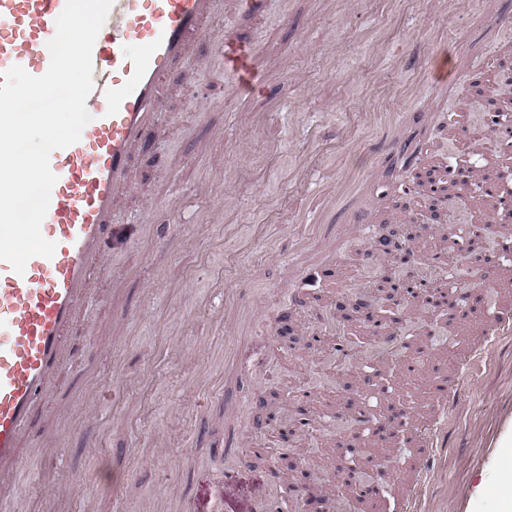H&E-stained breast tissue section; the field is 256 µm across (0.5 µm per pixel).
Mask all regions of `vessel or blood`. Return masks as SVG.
Masks as SVG:
<instances>
[{
  "instance_id": "b4317fda",
  "label": "vessel or blood",
  "mask_w": 512,
  "mask_h": 512,
  "mask_svg": "<svg viewBox=\"0 0 512 512\" xmlns=\"http://www.w3.org/2000/svg\"><path fill=\"white\" fill-rule=\"evenodd\" d=\"M66 0H0V73L14 65L34 76L50 64L47 43ZM222 0H114L92 50L94 90L86 101L92 120L80 140L50 155L57 177L41 225L56 242L52 258H31L24 274L0 260V492L19 468L21 439L51 378L70 350L67 331L89 299L91 273L108 253L116 221L114 204L131 187L133 147L157 125L163 94L177 80L191 41H218L232 95L256 89L261 74L250 47L205 27ZM470 70L459 59L440 63L429 81H464ZM512 334V308L499 306L478 344L458 357L459 373L476 376L491 348ZM433 422L416 432V486L433 477L440 439L457 395L454 381L435 379ZM485 492L502 512H512V412L499 415L495 431L476 460Z\"/></svg>"
}]
</instances>
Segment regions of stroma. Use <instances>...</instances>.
<instances>
[{
	"label": "stroma",
	"mask_w": 512,
	"mask_h": 512,
	"mask_svg": "<svg viewBox=\"0 0 512 512\" xmlns=\"http://www.w3.org/2000/svg\"><path fill=\"white\" fill-rule=\"evenodd\" d=\"M488 11L511 12L512 0H268L258 14L227 8L217 22L225 36L251 43L268 83L245 98L230 97L224 54L198 42L189 82L165 92L161 134L136 159L133 187L119 201L112 253L93 270V301L67 341L77 355L64 364L26 447L68 430L53 461L27 459L12 478L9 512H113L121 496L129 512H260L276 496L281 512H302L319 497L324 512H352L333 479L344 454L347 417L336 394L361 395L373 418L391 401L404 419L425 424L434 406L425 384L456 373L453 353L481 328L400 305V321L368 334L341 318L342 299L369 301L376 282L393 271L390 256L367 263L380 240L414 253L436 245L444 230L489 224L488 261L474 265L453 250L421 274L454 278L474 310L496 297L512 304V256L499 249L503 222L494 217L480 182L486 166L504 167L501 150L474 127L487 101L511 97L494 74L512 63V34L487 27ZM477 66L481 87L426 84L420 68L440 49ZM411 57L415 68L403 60ZM425 112L404 120V141L424 142L428 165L457 163L458 141H472L471 194L449 204L439 223L424 221L422 198L401 193L411 172L401 156L351 151L375 112ZM365 183L367 199L340 195L333 223L302 224L298 214L322 191L340 187L345 169ZM365 206L364 233L350 228L337 250L312 249L292 258L271 243L317 233L335 238L345 209ZM171 209L173 223L141 228L147 208ZM257 307L252 335L224 331L229 290ZM425 356L423 383L410 388L403 359ZM125 381L113 393V377ZM512 398V336L495 346L488 366L464 380L456 419L439 467L423 493L424 512H450L461 484H479L473 469L500 405ZM315 433L296 430L281 443L271 415L295 423L298 404ZM265 448L232 480H224V437ZM368 449L394 461L398 476L380 512H401L413 490L403 441Z\"/></svg>",
	"instance_id": "1"
}]
</instances>
